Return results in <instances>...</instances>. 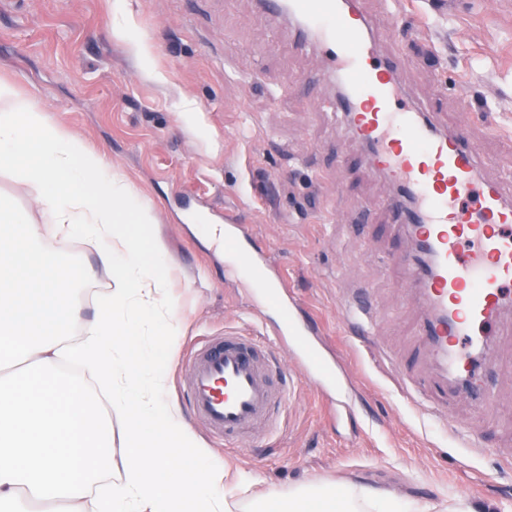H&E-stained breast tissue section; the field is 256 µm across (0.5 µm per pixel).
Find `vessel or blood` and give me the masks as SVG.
Listing matches in <instances>:
<instances>
[{
  "label": "vessel or blood",
  "mask_w": 512,
  "mask_h": 512,
  "mask_svg": "<svg viewBox=\"0 0 512 512\" xmlns=\"http://www.w3.org/2000/svg\"><path fill=\"white\" fill-rule=\"evenodd\" d=\"M273 15L297 22L299 34L325 55L324 77L339 87L337 108L351 136L367 144L374 168L394 190L388 206L412 247L401 263L414 280V303L424 310L418 337L435 367L432 379L391 358L401 389L445 423L453 417L441 397L466 390L480 406L476 364L512 308V202L501 186L481 180L478 149L465 129H438L401 85L398 67L383 59L361 0H264ZM245 274L264 291L282 287L281 274L262 272L239 253ZM352 330L369 334L374 304L358 294L343 305ZM273 358L257 337L227 333L201 346L188 362L185 395L195 418L225 444L257 436L285 406L269 373Z\"/></svg>",
  "instance_id": "obj_1"
}]
</instances>
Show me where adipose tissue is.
I'll list each match as a JSON object with an SVG mask.
<instances>
[{
  "instance_id": "1",
  "label": "adipose tissue",
  "mask_w": 512,
  "mask_h": 512,
  "mask_svg": "<svg viewBox=\"0 0 512 512\" xmlns=\"http://www.w3.org/2000/svg\"><path fill=\"white\" fill-rule=\"evenodd\" d=\"M252 486V481L241 479L234 489L250 494L255 512H401L390 496L355 486L338 490L314 484L296 489L285 497L253 491Z\"/></svg>"
}]
</instances>
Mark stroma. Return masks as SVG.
Segmentation results:
<instances>
[{
  "instance_id": "stroma-1",
  "label": "stroma",
  "mask_w": 512,
  "mask_h": 512,
  "mask_svg": "<svg viewBox=\"0 0 512 512\" xmlns=\"http://www.w3.org/2000/svg\"><path fill=\"white\" fill-rule=\"evenodd\" d=\"M112 2L0 0V80L35 95L49 125L105 155L155 206L168 291L182 318L168 394L182 415L190 413L181 393L190 354L227 330L266 331L273 379L295 385L280 435L228 451L190 422L209 455L280 495L310 482L355 483L403 499L512 512V457L497 454L512 448V431L502 428L512 422V337L491 349V367L479 372L493 394L489 409L463 394L448 398L455 420L485 426L487 453L399 389L384 356L415 347L420 312L406 304L410 285L395 262L409 244L388 220L385 180L333 109L336 91L322 80L317 48L288 20L270 18L261 0H127L149 37L146 68L113 36ZM403 2L363 0L381 26L399 24L382 55L399 62L413 101L439 127H467L481 175L511 192L512 0H413L408 14ZM414 18L425 22V36L413 34ZM457 79L467 83L471 111L462 108ZM184 97L199 108L187 122L177 111ZM186 193L206 200L210 213L239 218L245 246L280 268L296 316L318 328L315 344L354 394V413L335 416L287 346L268 334L276 311L175 207ZM0 194L54 244V226L24 184L0 173ZM65 250L92 278L78 301L91 317L110 278L81 242ZM359 290L380 309L367 336L342 317L343 302Z\"/></svg>"
}]
</instances>
